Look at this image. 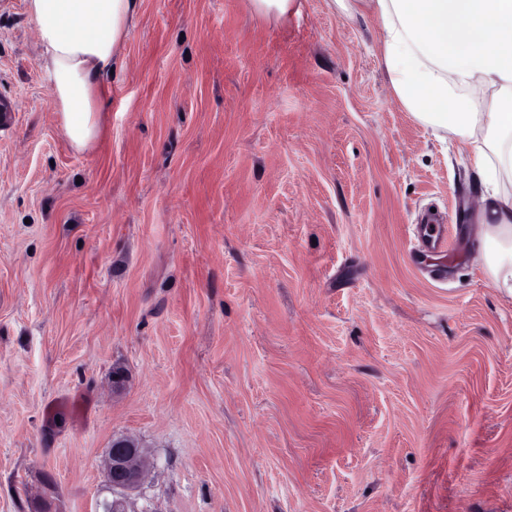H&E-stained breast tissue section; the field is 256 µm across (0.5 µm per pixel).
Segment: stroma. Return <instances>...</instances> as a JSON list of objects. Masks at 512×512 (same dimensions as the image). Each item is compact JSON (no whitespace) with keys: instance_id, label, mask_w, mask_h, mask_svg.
I'll return each mask as SVG.
<instances>
[{"instance_id":"stroma-1","label":"stroma","mask_w":512,"mask_h":512,"mask_svg":"<svg viewBox=\"0 0 512 512\" xmlns=\"http://www.w3.org/2000/svg\"><path fill=\"white\" fill-rule=\"evenodd\" d=\"M39 54L0 0V512H98L117 437L130 512H512V301L371 15L139 0L83 151ZM105 477L111 499L99 504L101 512H130L126 509V496L138 488L146 475V463L138 443L129 437L112 441L104 463Z\"/></svg>"}]
</instances>
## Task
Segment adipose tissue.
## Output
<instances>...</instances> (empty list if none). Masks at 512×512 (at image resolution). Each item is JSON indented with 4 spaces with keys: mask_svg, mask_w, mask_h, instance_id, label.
<instances>
[{
    "mask_svg": "<svg viewBox=\"0 0 512 512\" xmlns=\"http://www.w3.org/2000/svg\"><path fill=\"white\" fill-rule=\"evenodd\" d=\"M39 66L70 143L97 133L94 99L138 0H25ZM376 17L393 97L416 122L465 145L482 187L473 213L480 258L512 299V0H336Z\"/></svg>",
    "mask_w": 512,
    "mask_h": 512,
    "instance_id": "ef3b65f1",
    "label": "adipose tissue"
}]
</instances>
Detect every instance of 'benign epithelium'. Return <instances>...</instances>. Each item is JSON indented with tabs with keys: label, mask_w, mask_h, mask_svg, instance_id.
I'll list each match as a JSON object with an SVG mask.
<instances>
[{
	"label": "benign epithelium",
	"mask_w": 512,
	"mask_h": 512,
	"mask_svg": "<svg viewBox=\"0 0 512 512\" xmlns=\"http://www.w3.org/2000/svg\"><path fill=\"white\" fill-rule=\"evenodd\" d=\"M111 498L99 504L101 512H128L127 493L138 488L146 475V463L138 443L129 437L112 441L104 463Z\"/></svg>",
	"instance_id": "benign-epithelium-1"
}]
</instances>
